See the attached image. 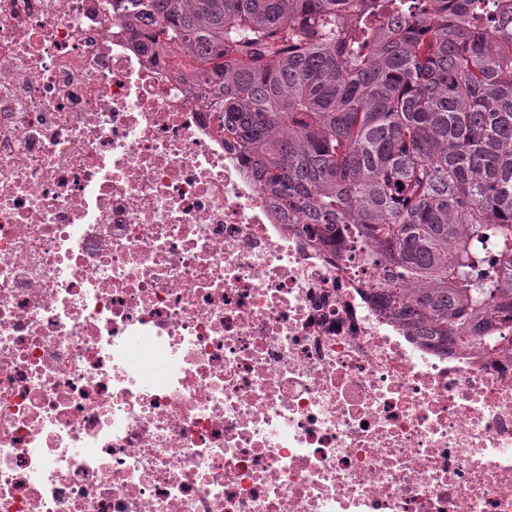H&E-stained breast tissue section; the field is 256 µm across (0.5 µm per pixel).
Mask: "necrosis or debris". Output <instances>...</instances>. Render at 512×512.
I'll return each instance as SVG.
<instances>
[{"label": "necrosis or debris", "instance_id": "obj_1", "mask_svg": "<svg viewBox=\"0 0 512 512\" xmlns=\"http://www.w3.org/2000/svg\"><path fill=\"white\" fill-rule=\"evenodd\" d=\"M115 0H0V512H512V349L285 222Z\"/></svg>", "mask_w": 512, "mask_h": 512}]
</instances>
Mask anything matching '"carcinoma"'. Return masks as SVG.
I'll return each instance as SVG.
<instances>
[{
  "instance_id": "1",
  "label": "carcinoma",
  "mask_w": 512,
  "mask_h": 512,
  "mask_svg": "<svg viewBox=\"0 0 512 512\" xmlns=\"http://www.w3.org/2000/svg\"><path fill=\"white\" fill-rule=\"evenodd\" d=\"M290 224L368 240L380 309L442 351L512 321V0H126Z\"/></svg>"
}]
</instances>
